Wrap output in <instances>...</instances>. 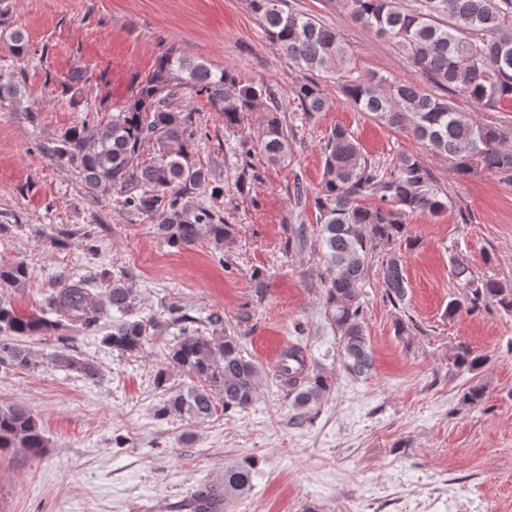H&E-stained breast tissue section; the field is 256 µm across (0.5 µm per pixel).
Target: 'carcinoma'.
<instances>
[{
  "label": "carcinoma",
  "instance_id": "carcinoma-1",
  "mask_svg": "<svg viewBox=\"0 0 512 512\" xmlns=\"http://www.w3.org/2000/svg\"><path fill=\"white\" fill-rule=\"evenodd\" d=\"M264 34L282 53L314 76L294 90L304 112H322L329 106L323 74H336L346 100L359 112H367L388 127L421 140L436 154L448 156L461 177L489 172L512 184V126L488 124L463 112L447 98L396 78L357 74L351 52L342 35L309 14L284 11L281 0H248ZM351 18L362 27L387 36L401 45L438 87L466 96L479 108H495L512 100V0H415L404 8L398 0H349ZM181 90L205 95L216 111L224 114V126H241L251 112L269 113L257 140L241 142L242 153L257 152L276 165L288 156V133L277 117L279 105L267 89L244 82L230 67L212 69L204 61H192L172 45L156 60L154 69L138 84L135 93L105 123L94 124V113L81 125L66 130L55 147L60 163L75 169L93 197L116 193L129 212L155 222L159 237L177 248L202 239L215 248L224 245L231 226L213 209L192 200L194 190H210L215 198L224 188L209 180L208 171L193 160L199 128L191 116L169 107L168 100ZM25 94L13 79L0 73V108L36 114L24 105ZM156 144L158 158L137 163L143 144ZM321 189L315 203L321 224V240L333 270L326 288L325 308L341 336V361L345 369L366 375L373 368L370 339L363 321L361 293L370 253L397 241L412 250L417 240L406 235L405 218L411 213L439 215L448 209V198L432 184L430 171L415 155L403 154L384 167L368 160L351 133L338 126L324 146ZM376 196L375 205L364 203ZM24 264L0 266V287L14 286L26 278ZM382 286L395 304L407 297L404 257L394 252L382 264ZM464 300L448 302V315L462 308L473 312L493 304L512 313V288L495 278L481 284L465 264L452 271ZM132 291L115 283L107 301L90 288L88 280L64 281L46 298L45 307L20 315L0 298V333L31 338L55 336L64 344L56 352V366L86 379L98 375L97 365L72 353L67 331L95 329L106 346L121 353H135L147 341L146 324L133 315ZM125 319L112 322L110 311ZM194 319L178 316L176 342L165 354V367L155 384L166 398L156 408L159 419L172 413L190 420H204L216 408L241 411L253 402L261 368L246 358L235 337L220 329L218 314L208 317L212 334L190 327ZM30 364L27 351L0 342V364ZM486 357L469 346H458L453 366L469 372L480 370ZM176 369L198 379L185 391L167 387L168 373ZM280 385L295 393L294 404L306 413L331 390L327 375L309 367L300 342L286 345L274 367ZM49 440L30 410L21 404H0V453L25 448L34 458L42 456ZM253 471L243 462L224 470V485L199 488L188 500L191 512H211L219 497L238 498L252 487Z\"/></svg>",
  "mask_w": 512,
  "mask_h": 512
}]
</instances>
